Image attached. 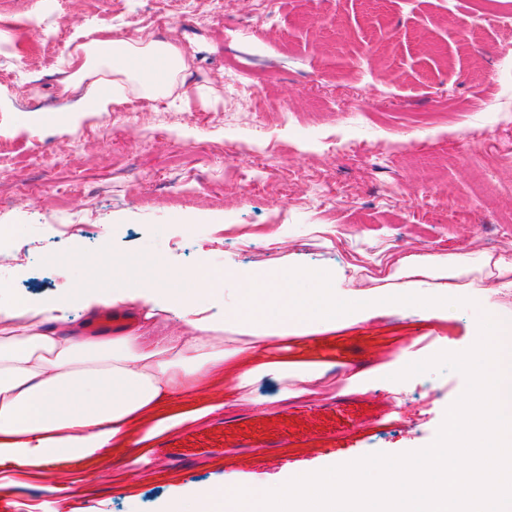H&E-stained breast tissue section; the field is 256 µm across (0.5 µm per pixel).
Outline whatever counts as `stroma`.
Returning <instances> with one entry per match:
<instances>
[{
	"label": "stroma",
	"mask_w": 512,
	"mask_h": 512,
	"mask_svg": "<svg viewBox=\"0 0 512 512\" xmlns=\"http://www.w3.org/2000/svg\"><path fill=\"white\" fill-rule=\"evenodd\" d=\"M150 0H0V16L22 20L14 37L26 56L0 64V140L14 163L0 173V301L35 302L65 286L100 288V263L119 261L128 286L159 269L206 262L279 272L288 267L340 269L338 286L359 297L377 288L439 282L392 278L413 254L494 253L502 221L512 218V124L499 123L512 71L495 52L512 31L474 23L479 0H281L269 20L246 0L224 14L185 19L168 10L176 39L193 58L178 102H143L87 112L71 121L53 107L63 51L29 55L27 22L61 16L68 36L112 28L129 4ZM262 73L263 134L250 111L224 87V71ZM165 113L157 124L156 113ZM288 123H281V113ZM63 155L43 167L40 142ZM329 197L313 202L310 181ZM192 199L176 202L177 187ZM88 216L90 225L60 234L54 204ZM477 304L410 307L335 331V368L314 401L288 406V444L226 448L171 457L158 444L131 448L105 467L54 462L0 465V512L50 502L54 512H161L165 501L223 482L235 473L266 486L289 470H322L349 455H399L428 446L465 377L429 372L381 377L399 347L416 360L461 352L475 342L478 317H512V287L483 273L461 278ZM362 375L367 389L352 390ZM148 469L140 481L134 468Z\"/></svg>",
	"instance_id": "obj_1"
}]
</instances>
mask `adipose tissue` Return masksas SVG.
Wrapping results in <instances>:
<instances>
[{
	"instance_id": "obj_1",
	"label": "adipose tissue",
	"mask_w": 512,
	"mask_h": 512,
	"mask_svg": "<svg viewBox=\"0 0 512 512\" xmlns=\"http://www.w3.org/2000/svg\"><path fill=\"white\" fill-rule=\"evenodd\" d=\"M74 71L67 88L81 90L75 111L105 112L133 92L145 99L171 96L185 69L173 44L142 43L112 38L109 30L81 43L68 55ZM486 257L413 255L396 266L395 277L439 272L448 288L431 295L430 305L461 296L458 278L474 266L489 265ZM176 292L141 281L132 291L80 292L85 308L129 303L142 306L134 325L120 334L74 332L67 326L68 299L57 295L37 303L0 309V460L39 467L65 457L84 461L105 457L109 450L138 444V427L155 419L157 429L186 421L173 406L205 387L223 386L224 409L250 405L248 384L270 374H296L299 387L285 389L278 402L310 400L315 385L330 370L329 362L292 367L286 351L308 329H335L372 311L421 306L412 291L382 292L346 299L336 287V274L295 267L285 286H274L259 273H248L234 262L223 272L206 266L176 275ZM243 282L240 292L225 288L227 279ZM307 282L298 291L294 282ZM207 293L221 298L222 311L211 313L196 303ZM166 310L177 326L160 329L156 309Z\"/></svg>"
}]
</instances>
